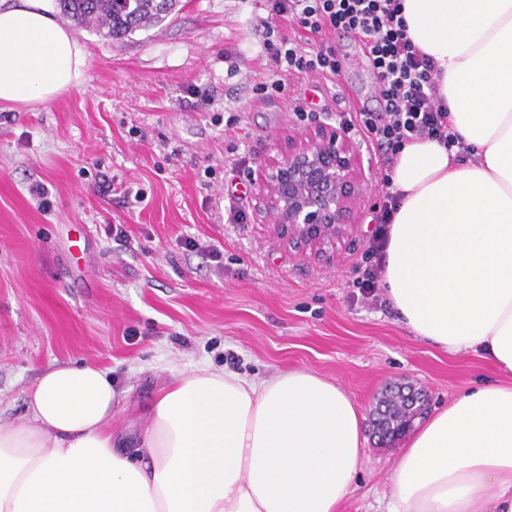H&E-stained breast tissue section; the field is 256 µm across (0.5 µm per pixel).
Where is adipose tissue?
Here are the masks:
<instances>
[{"instance_id": "obj_1", "label": "adipose tissue", "mask_w": 512, "mask_h": 512, "mask_svg": "<svg viewBox=\"0 0 512 512\" xmlns=\"http://www.w3.org/2000/svg\"><path fill=\"white\" fill-rule=\"evenodd\" d=\"M47 2L0 4V105H44L80 83L86 52ZM402 4L472 156L428 138L403 147L385 292L417 336L512 373V0ZM127 398L105 369L43 372L27 423L0 424V512H338L354 489L361 412L312 370L253 379L196 367L159 389L143 431L120 437ZM390 481L387 512H512V382L437 410Z\"/></svg>"}]
</instances>
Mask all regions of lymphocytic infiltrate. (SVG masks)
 Returning <instances> with one entry per match:
<instances>
[{
	"mask_svg": "<svg viewBox=\"0 0 512 512\" xmlns=\"http://www.w3.org/2000/svg\"><path fill=\"white\" fill-rule=\"evenodd\" d=\"M268 7L272 20L264 25L266 74L256 92H281L287 81L307 74L331 82L339 79L340 55L321 39L322 33L338 30L362 41L384 104L380 112L362 107L341 117L344 129L359 133L387 162L416 138L462 147L437 94L435 64L407 35L401 0H268ZM281 19L292 22L301 39L282 34L277 25ZM379 184L382 204L373 218L375 228L357 281L358 287L368 290L376 288L383 271L389 224L401 201L391 174H383Z\"/></svg>",
	"mask_w": 512,
	"mask_h": 512,
	"instance_id": "f902f5d3",
	"label": "lymphocytic infiltrate"
}]
</instances>
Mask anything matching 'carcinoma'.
I'll use <instances>...</instances> for the list:
<instances>
[{"label": "carcinoma", "mask_w": 512, "mask_h": 512, "mask_svg": "<svg viewBox=\"0 0 512 512\" xmlns=\"http://www.w3.org/2000/svg\"><path fill=\"white\" fill-rule=\"evenodd\" d=\"M61 12L76 27L92 31L108 41L122 40L138 30L164 21L177 0H57Z\"/></svg>", "instance_id": "1"}]
</instances>
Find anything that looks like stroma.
<instances>
[{"instance_id": "35a3bbf8", "label": "stroma", "mask_w": 512, "mask_h": 512, "mask_svg": "<svg viewBox=\"0 0 512 512\" xmlns=\"http://www.w3.org/2000/svg\"><path fill=\"white\" fill-rule=\"evenodd\" d=\"M267 16L266 0H179L110 43L54 12L87 53L80 85L0 106L1 424L25 423L26 390L68 361L108 369L129 392L123 420L141 426L170 375L200 365L255 378L307 368L365 415L391 382L422 390L430 413L502 380L492 361L444 352L354 286L380 200L372 146L360 147L366 201L331 262L288 248L259 213L260 165L306 127L293 98L330 124L347 105L379 106L362 45L339 33L327 39L345 57L340 80L303 75L256 94ZM233 208L242 223L229 222ZM403 444L367 437L339 512H383Z\"/></svg>"}]
</instances>
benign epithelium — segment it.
Here are the masks:
<instances>
[{
	"mask_svg": "<svg viewBox=\"0 0 512 512\" xmlns=\"http://www.w3.org/2000/svg\"><path fill=\"white\" fill-rule=\"evenodd\" d=\"M256 183L259 212L275 216L278 238L328 259L357 223L368 177L341 126L319 121L288 135L260 166Z\"/></svg>",
	"mask_w": 512,
	"mask_h": 512,
	"instance_id": "7a95c632",
	"label": "benign epithelium"
}]
</instances>
